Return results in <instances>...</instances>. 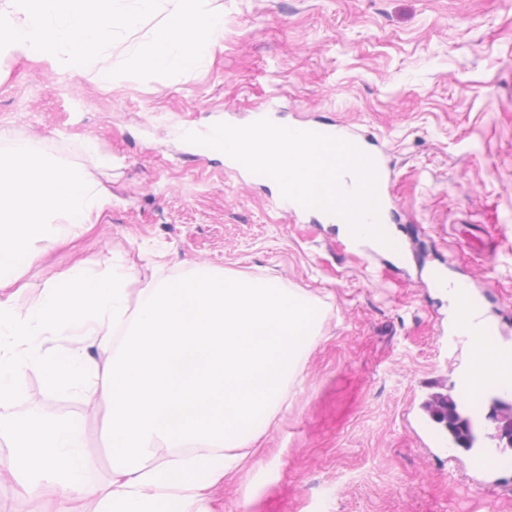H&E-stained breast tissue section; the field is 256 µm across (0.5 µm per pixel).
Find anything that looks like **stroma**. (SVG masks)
<instances>
[{
	"label": "stroma",
	"mask_w": 512,
	"mask_h": 512,
	"mask_svg": "<svg viewBox=\"0 0 512 512\" xmlns=\"http://www.w3.org/2000/svg\"><path fill=\"white\" fill-rule=\"evenodd\" d=\"M224 39L191 75L97 81L11 61L0 67V131L95 170L112 205L77 249L27 267L19 308L84 261L103 274L134 259L141 281L216 272L271 280L323 319L283 401L252 424L265 449L212 490L214 512H512V483L459 494L468 454L423 445L420 405L453 393L447 291L404 277L335 225L293 222L269 186L239 184L223 156L179 127L223 121L279 97L301 117H335L380 143L407 218L409 264L447 261L488 280V313L512 324V0H214ZM92 140L94 154L75 151ZM109 157L100 169L96 159ZM1 413L78 422L98 477L110 468L105 407L27 373ZM0 438V512H42Z\"/></svg>",
	"instance_id": "1"
}]
</instances>
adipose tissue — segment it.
Returning a JSON list of instances; mask_svg holds the SVG:
<instances>
[{"mask_svg":"<svg viewBox=\"0 0 512 512\" xmlns=\"http://www.w3.org/2000/svg\"><path fill=\"white\" fill-rule=\"evenodd\" d=\"M112 204L91 172L36 149L0 151V408L20 374L105 401L111 471L96 464L72 421L30 422L9 438V467L32 490L92 501L94 512H212L208 492L231 479L256 447L253 420L270 414L296 375L321 311L271 281L194 275L154 277L130 301L136 268L104 274L76 264L48 278L40 299L18 309L23 270L50 248L91 231ZM91 329L104 361L82 348L58 360L50 337ZM474 393L512 387V360L476 343Z\"/></svg>","mask_w":512,"mask_h":512,"instance_id":"ef3b65f1","label":"adipose tissue"}]
</instances>
